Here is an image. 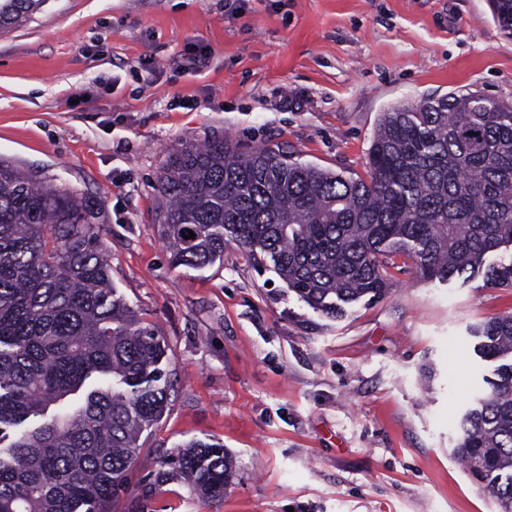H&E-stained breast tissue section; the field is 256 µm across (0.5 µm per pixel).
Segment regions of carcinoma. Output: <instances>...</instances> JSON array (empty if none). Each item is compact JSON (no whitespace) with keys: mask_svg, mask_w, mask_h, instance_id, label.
<instances>
[{"mask_svg":"<svg viewBox=\"0 0 512 512\" xmlns=\"http://www.w3.org/2000/svg\"><path fill=\"white\" fill-rule=\"evenodd\" d=\"M491 2L512 37V0ZM41 3L0 0V31ZM366 166L355 177L279 150L188 140L160 168L155 221L174 265L204 269L235 246L333 318L384 296L396 255L426 279L481 268L487 285L512 288V108L474 92L394 105ZM473 336L495 379L462 416L454 453L470 471L486 462V487L512 512V315ZM166 355L158 328L112 284L98 209L1 159L0 512H111L167 408ZM234 476L213 440L187 442L160 474L206 498Z\"/></svg>","mask_w":512,"mask_h":512,"instance_id":"carcinoma-1","label":"carcinoma"}]
</instances>
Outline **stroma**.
<instances>
[{"label": "stroma", "mask_w": 512, "mask_h": 512, "mask_svg": "<svg viewBox=\"0 0 512 512\" xmlns=\"http://www.w3.org/2000/svg\"><path fill=\"white\" fill-rule=\"evenodd\" d=\"M461 89L512 102L489 0H43L0 32V158L94 203L113 283L169 347L168 409L112 512H498L453 450L489 372L472 330L512 288L409 263L336 320L235 247L173 267L153 222L183 141L362 175L381 112ZM192 438L223 443L234 483L148 494Z\"/></svg>", "instance_id": "1"}]
</instances>
